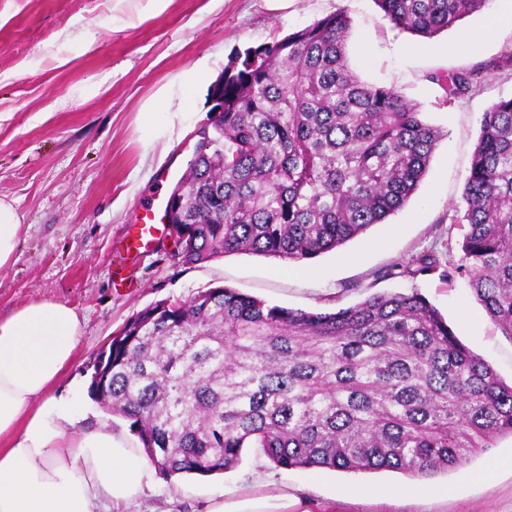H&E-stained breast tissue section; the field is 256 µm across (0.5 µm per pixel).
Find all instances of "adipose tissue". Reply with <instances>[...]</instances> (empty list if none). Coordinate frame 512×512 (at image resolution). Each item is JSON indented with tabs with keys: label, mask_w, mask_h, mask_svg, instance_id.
<instances>
[{
	"label": "adipose tissue",
	"mask_w": 512,
	"mask_h": 512,
	"mask_svg": "<svg viewBox=\"0 0 512 512\" xmlns=\"http://www.w3.org/2000/svg\"><path fill=\"white\" fill-rule=\"evenodd\" d=\"M192 105L160 92L142 121L161 136ZM82 319L45 300L0 317V512H102L130 505L155 468L140 448L103 419L75 430V405L50 396L72 363ZM294 496L255 493L217 501L207 512H288Z\"/></svg>",
	"instance_id": "adipose-tissue-1"
}]
</instances>
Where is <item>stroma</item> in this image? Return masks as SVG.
<instances>
[{
  "mask_svg": "<svg viewBox=\"0 0 512 512\" xmlns=\"http://www.w3.org/2000/svg\"><path fill=\"white\" fill-rule=\"evenodd\" d=\"M505 0L465 17L458 28L423 38L394 29L374 0H296L285 14L262 0H0V197L14 203L23 229L13 265L0 269V316L43 300L83 318L73 364L54 385L77 407L87 430L107 412L89 394L92 364L128 319L161 300L214 287L293 309L332 311L383 291L419 290L456 336L512 382V341L486 316L455 268L461 228L448 215L462 191L479 135V117L512 98V73L492 72L469 95L447 102L431 77L468 69L512 47V29L487 42L458 36L502 12ZM348 10L347 56L367 83L396 87L442 133L429 171L410 201L344 246L303 263L237 254L185 265L159 246L127 247L141 205L168 199L194 156L195 131L209 125L224 70L246 51L275 43L337 10ZM368 44L369 56L359 47ZM198 64L210 83L172 132L153 139L141 112L159 91L180 97L179 76ZM423 253L437 273L391 276ZM452 270L451 279L440 273ZM408 477L388 470L344 472L275 467L259 449L219 475L155 476L141 512H206L211 499L262 487L309 502L335 498L336 512H512V436L494 440L466 466L421 480L427 497H396Z\"/></svg>",
  "mask_w": 512,
  "mask_h": 512,
  "instance_id": "stroma-1",
  "label": "stroma"
}]
</instances>
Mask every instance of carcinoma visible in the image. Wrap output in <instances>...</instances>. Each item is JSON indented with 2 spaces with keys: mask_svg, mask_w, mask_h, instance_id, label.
<instances>
[{
  "mask_svg": "<svg viewBox=\"0 0 512 512\" xmlns=\"http://www.w3.org/2000/svg\"><path fill=\"white\" fill-rule=\"evenodd\" d=\"M400 31L432 36L489 0H374ZM341 10L224 73L210 133L177 182L178 261L246 253L301 262L337 249L404 207L441 131L393 86L361 81ZM512 48L435 74L452 102ZM462 200L461 264L473 296L512 340V98L480 119ZM438 268L421 254L402 273ZM91 396L130 422L165 479L235 467L246 448L278 468L462 467L512 435V384L459 341L413 289L376 292L334 312L209 288L136 313L112 336L109 379Z\"/></svg>",
  "mask_w": 512,
  "mask_h": 512,
  "instance_id": "obj_1",
  "label": "carcinoma"
}]
</instances>
